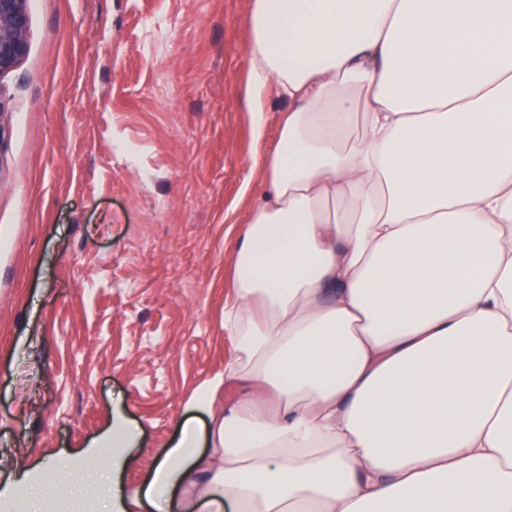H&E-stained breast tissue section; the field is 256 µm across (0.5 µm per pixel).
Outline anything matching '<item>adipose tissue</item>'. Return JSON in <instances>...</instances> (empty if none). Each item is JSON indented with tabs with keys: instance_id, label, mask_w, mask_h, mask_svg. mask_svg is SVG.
Segmentation results:
<instances>
[{
	"instance_id": "ef3b65f1",
	"label": "adipose tissue",
	"mask_w": 512,
	"mask_h": 512,
	"mask_svg": "<svg viewBox=\"0 0 512 512\" xmlns=\"http://www.w3.org/2000/svg\"><path fill=\"white\" fill-rule=\"evenodd\" d=\"M249 29L234 354L146 497L512 512V0H252ZM282 109L281 102L275 99H269L265 104V133L266 139L264 148L272 149L277 142V126L279 122L280 110Z\"/></svg>"
}]
</instances>
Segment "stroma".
Here are the masks:
<instances>
[{
	"label": "stroma",
	"mask_w": 512,
	"mask_h": 512,
	"mask_svg": "<svg viewBox=\"0 0 512 512\" xmlns=\"http://www.w3.org/2000/svg\"><path fill=\"white\" fill-rule=\"evenodd\" d=\"M252 0H29L0 75V486L112 455L126 512L223 372L231 246L260 196Z\"/></svg>",
	"instance_id": "35a3bbf8"
}]
</instances>
